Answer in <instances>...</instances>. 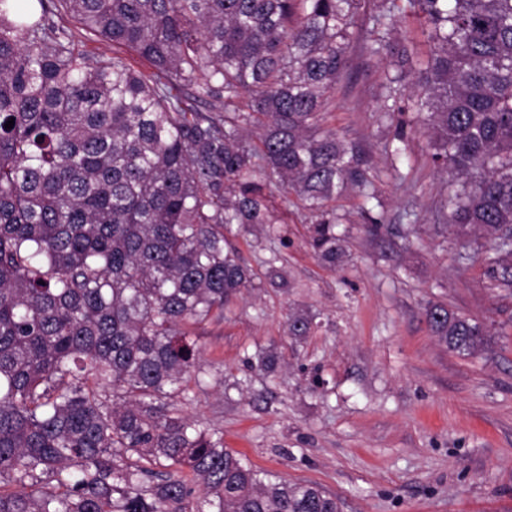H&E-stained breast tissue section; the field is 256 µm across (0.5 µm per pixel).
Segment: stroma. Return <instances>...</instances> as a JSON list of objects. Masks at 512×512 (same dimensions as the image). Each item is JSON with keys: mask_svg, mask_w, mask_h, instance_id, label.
<instances>
[{"mask_svg": "<svg viewBox=\"0 0 512 512\" xmlns=\"http://www.w3.org/2000/svg\"><path fill=\"white\" fill-rule=\"evenodd\" d=\"M366 37L353 32L326 123L360 148L381 226L367 232L358 194L332 200L347 251L334 270L308 246L312 216L297 201L273 198L276 235L233 229L256 279L196 328L201 382L182 410L253 467L319 485L340 512H512V292L490 285L489 241L449 228L450 187L427 136L409 132L402 157L385 151V63L366 53ZM274 254L288 287L266 276ZM431 303L482 324L486 349L443 348L425 317ZM291 314L313 316L308 336L287 335ZM261 350L276 356L273 372L259 366Z\"/></svg>", "mask_w": 512, "mask_h": 512, "instance_id": "stroma-1", "label": "stroma"}]
</instances>
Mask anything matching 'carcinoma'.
Here are the masks:
<instances>
[{
  "instance_id": "1",
  "label": "carcinoma",
  "mask_w": 512,
  "mask_h": 512,
  "mask_svg": "<svg viewBox=\"0 0 512 512\" xmlns=\"http://www.w3.org/2000/svg\"><path fill=\"white\" fill-rule=\"evenodd\" d=\"M0 0V512H339L224 448L182 414L201 323L253 287L225 231L274 224L272 198L316 215L308 244L344 262L336 211L382 202L355 146L324 126L357 16L389 60L382 117L425 130L458 189L448 224L492 244L486 275L512 289V0ZM427 35L416 97L396 15ZM86 34L151 72L89 55ZM14 126L5 128L6 121ZM440 344L485 345L477 321L426 309ZM311 315L288 317L306 336ZM189 469L205 494L180 476ZM51 20H53L56 24L64 25L71 29L75 35L76 42L78 43L80 49L84 52L90 55L105 54L110 57H112V55L117 56L124 59L137 70L143 72L151 71L149 64L137 57L133 52L127 50L126 48H116L112 53L111 43L102 42L95 37L85 35L84 31L79 30L70 19H67L66 17L61 19L55 16H51Z\"/></svg>"
}]
</instances>
